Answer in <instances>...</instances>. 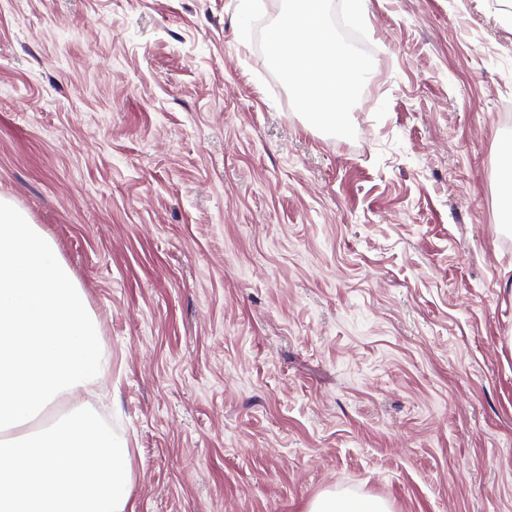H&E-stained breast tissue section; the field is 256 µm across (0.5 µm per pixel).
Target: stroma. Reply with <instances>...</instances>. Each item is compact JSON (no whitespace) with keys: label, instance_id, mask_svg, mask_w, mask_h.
Returning a JSON list of instances; mask_svg holds the SVG:
<instances>
[{"label":"stroma","instance_id":"1","mask_svg":"<svg viewBox=\"0 0 512 512\" xmlns=\"http://www.w3.org/2000/svg\"><path fill=\"white\" fill-rule=\"evenodd\" d=\"M238 0H0V196L112 372L134 512H512V0H369L355 139ZM308 512H390V508L381 498L334 489L318 494Z\"/></svg>","mask_w":512,"mask_h":512}]
</instances>
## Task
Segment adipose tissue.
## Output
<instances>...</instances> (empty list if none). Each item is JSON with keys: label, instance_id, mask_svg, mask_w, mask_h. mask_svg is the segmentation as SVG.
Listing matches in <instances>:
<instances>
[{"label": "adipose tissue", "instance_id": "obj_1", "mask_svg": "<svg viewBox=\"0 0 512 512\" xmlns=\"http://www.w3.org/2000/svg\"><path fill=\"white\" fill-rule=\"evenodd\" d=\"M110 369L100 324L54 241L0 198V512H133V469L82 396ZM68 411L49 424L59 401ZM308 512H390L327 490Z\"/></svg>", "mask_w": 512, "mask_h": 512}]
</instances>
